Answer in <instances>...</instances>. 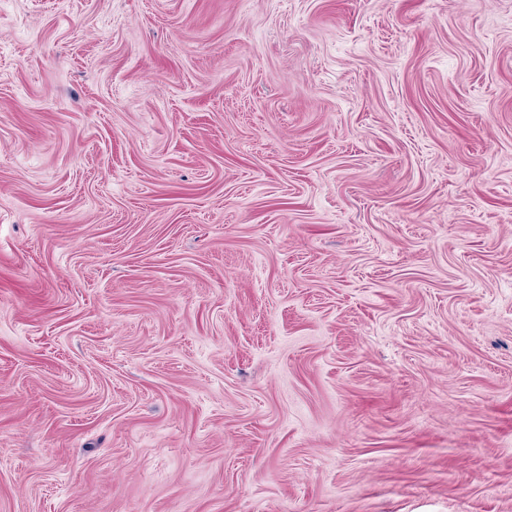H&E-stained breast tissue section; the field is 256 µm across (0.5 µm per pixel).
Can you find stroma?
<instances>
[{"label":"stroma","mask_w":512,"mask_h":512,"mask_svg":"<svg viewBox=\"0 0 512 512\" xmlns=\"http://www.w3.org/2000/svg\"><path fill=\"white\" fill-rule=\"evenodd\" d=\"M0 512H512V0H0Z\"/></svg>","instance_id":"obj_1"}]
</instances>
